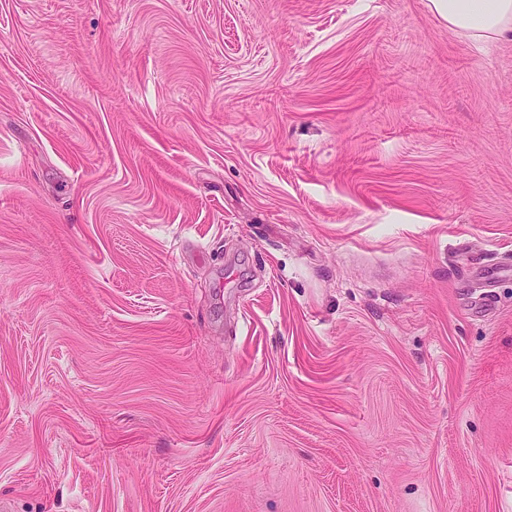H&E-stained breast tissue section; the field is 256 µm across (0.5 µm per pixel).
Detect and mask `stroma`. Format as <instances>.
I'll return each instance as SVG.
<instances>
[{
    "mask_svg": "<svg viewBox=\"0 0 512 512\" xmlns=\"http://www.w3.org/2000/svg\"><path fill=\"white\" fill-rule=\"evenodd\" d=\"M512 41L429 0H0V512H512Z\"/></svg>",
    "mask_w": 512,
    "mask_h": 512,
    "instance_id": "1",
    "label": "stroma"
}]
</instances>
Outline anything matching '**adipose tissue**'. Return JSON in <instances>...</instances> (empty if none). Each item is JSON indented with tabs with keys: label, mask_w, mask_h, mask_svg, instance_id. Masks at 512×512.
Segmentation results:
<instances>
[{
	"label": "adipose tissue",
	"mask_w": 512,
	"mask_h": 512,
	"mask_svg": "<svg viewBox=\"0 0 512 512\" xmlns=\"http://www.w3.org/2000/svg\"><path fill=\"white\" fill-rule=\"evenodd\" d=\"M449 30L481 42L512 39V0H430Z\"/></svg>",
	"instance_id": "1"
}]
</instances>
